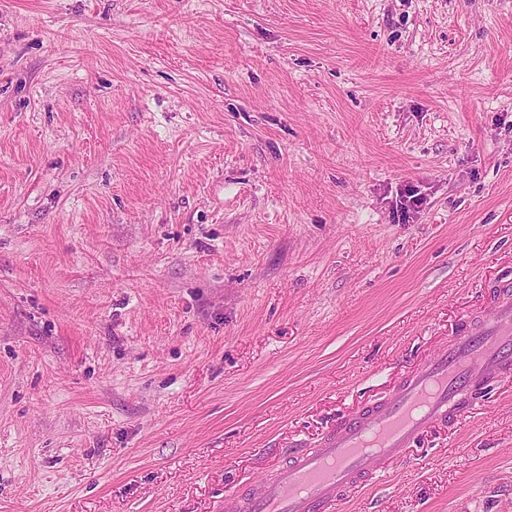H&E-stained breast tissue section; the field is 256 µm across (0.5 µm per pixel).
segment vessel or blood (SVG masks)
<instances>
[{"label":"vessel or blood","instance_id":"vessel-or-blood-1","mask_svg":"<svg viewBox=\"0 0 512 512\" xmlns=\"http://www.w3.org/2000/svg\"><path fill=\"white\" fill-rule=\"evenodd\" d=\"M512 367V291L491 313L456 333L448 350L421 363L384 400L337 422L316 448L287 460L256 487L225 501L224 512H327L356 485L399 460L436 425L475 409L473 395Z\"/></svg>","mask_w":512,"mask_h":512}]
</instances>
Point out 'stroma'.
Returning a JSON list of instances; mask_svg holds the SVG:
<instances>
[{
	"label": "stroma",
	"instance_id": "stroma-1",
	"mask_svg": "<svg viewBox=\"0 0 512 512\" xmlns=\"http://www.w3.org/2000/svg\"><path fill=\"white\" fill-rule=\"evenodd\" d=\"M511 282L512 0H0V512H218ZM333 512H512V377Z\"/></svg>",
	"mask_w": 512,
	"mask_h": 512
}]
</instances>
